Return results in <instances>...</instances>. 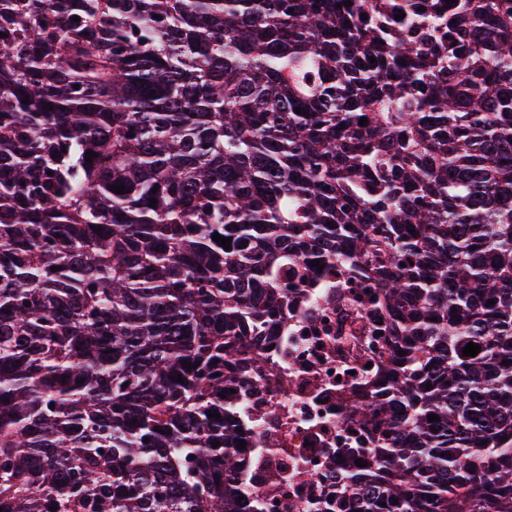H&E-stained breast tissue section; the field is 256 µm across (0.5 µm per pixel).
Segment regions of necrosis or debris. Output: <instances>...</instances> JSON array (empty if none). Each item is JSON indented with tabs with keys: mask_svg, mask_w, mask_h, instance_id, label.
<instances>
[{
	"mask_svg": "<svg viewBox=\"0 0 512 512\" xmlns=\"http://www.w3.org/2000/svg\"><path fill=\"white\" fill-rule=\"evenodd\" d=\"M363 274L325 264L293 291L287 329L255 339L275 373L235 391L246 444L234 479L255 512H350L343 475L377 451L374 424L351 410L389 398L395 322Z\"/></svg>",
	"mask_w": 512,
	"mask_h": 512,
	"instance_id": "1",
	"label": "necrosis or debris"
}]
</instances>
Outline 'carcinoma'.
Listing matches in <instances>:
<instances>
[{
	"label": "carcinoma",
	"instance_id": "1",
	"mask_svg": "<svg viewBox=\"0 0 512 512\" xmlns=\"http://www.w3.org/2000/svg\"><path fill=\"white\" fill-rule=\"evenodd\" d=\"M350 2L0 0V512H248L313 256L406 352L354 509L512 512V0Z\"/></svg>",
	"mask_w": 512,
	"mask_h": 512
}]
</instances>
